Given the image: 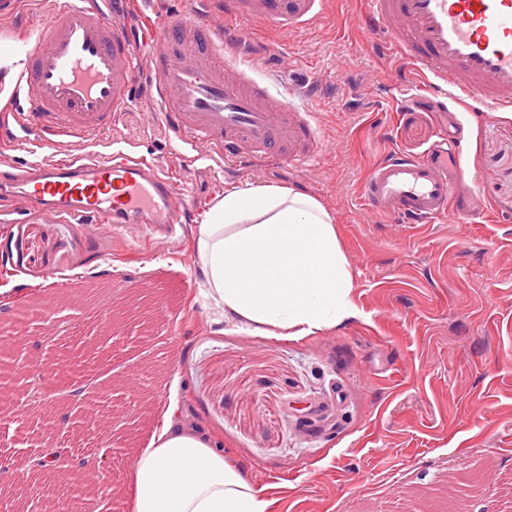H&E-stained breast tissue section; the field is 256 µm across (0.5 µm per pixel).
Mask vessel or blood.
I'll return each instance as SVG.
<instances>
[{
	"label": "vessel or blood",
	"instance_id": "vessel-or-blood-1",
	"mask_svg": "<svg viewBox=\"0 0 512 512\" xmlns=\"http://www.w3.org/2000/svg\"><path fill=\"white\" fill-rule=\"evenodd\" d=\"M101 0H54L41 36L26 41L27 63L0 110V196L15 214L44 208L90 230L111 225L130 235L193 223L179 177L155 155L88 149L58 160L65 137L94 140L127 107L140 76L129 37ZM327 0H206L160 17V47L151 57L155 106L186 164L237 156L291 163L310 159L318 133L310 113L241 65L223 20L236 16L283 30L307 27ZM361 24L382 33L388 51L421 73L429 88L454 99L478 97L494 112L512 110V0H368ZM200 53L181 55L185 39ZM442 152L397 153L371 172L365 200L409 224L453 218L452 185Z\"/></svg>",
	"mask_w": 512,
	"mask_h": 512
}]
</instances>
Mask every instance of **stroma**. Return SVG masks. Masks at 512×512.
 Listing matches in <instances>:
<instances>
[{
  "mask_svg": "<svg viewBox=\"0 0 512 512\" xmlns=\"http://www.w3.org/2000/svg\"><path fill=\"white\" fill-rule=\"evenodd\" d=\"M136 7L123 23L145 63L157 18L187 0ZM365 9L329 0L298 31L229 20L240 57L312 112L318 151L306 164L201 160L183 175L186 201L205 211L234 186L317 198L350 264L353 314L288 341L219 325L201 295L194 225L150 251L38 208L17 219L0 201V337H25L35 360L22 380L0 366V387L36 384L57 404L25 434L0 420V466L47 447L92 460L100 512H125L132 451L172 401L243 467L268 512H512V116L448 105L449 124L465 130L448 150L471 204L463 216L407 224L364 206L374 166L396 149L422 152L434 132L431 95L397 116L401 94L424 80L367 38ZM49 10L50 0H17L0 11V42L14 43L21 22L38 35ZM154 97L136 88L101 145L168 157L173 134ZM52 283L61 305L46 317L36 301ZM75 382L85 401L72 400Z\"/></svg>",
  "mask_w": 512,
  "mask_h": 512,
  "instance_id": "35a3bbf8",
  "label": "stroma"
}]
</instances>
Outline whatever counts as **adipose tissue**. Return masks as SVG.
<instances>
[{
    "label": "adipose tissue",
    "instance_id": "adipose-tissue-1",
    "mask_svg": "<svg viewBox=\"0 0 512 512\" xmlns=\"http://www.w3.org/2000/svg\"><path fill=\"white\" fill-rule=\"evenodd\" d=\"M203 291L218 320L282 339L339 323L353 309L354 278L334 218L289 188L225 190L197 227ZM135 449L125 512H267L268 504L210 435L176 404Z\"/></svg>",
    "mask_w": 512,
    "mask_h": 512
}]
</instances>
